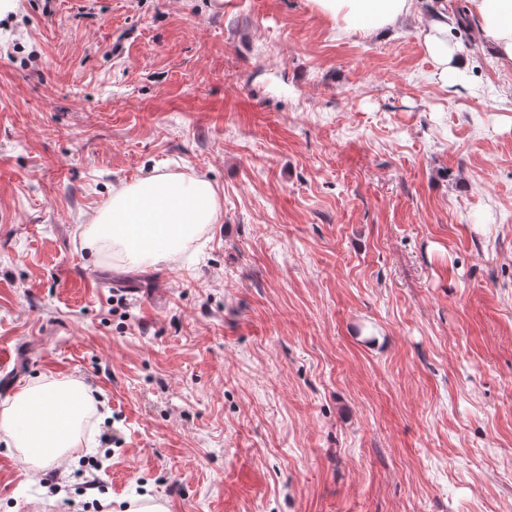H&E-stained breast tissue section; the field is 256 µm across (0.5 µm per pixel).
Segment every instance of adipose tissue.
I'll use <instances>...</instances> for the list:
<instances>
[{"label": "adipose tissue", "mask_w": 512, "mask_h": 512, "mask_svg": "<svg viewBox=\"0 0 512 512\" xmlns=\"http://www.w3.org/2000/svg\"><path fill=\"white\" fill-rule=\"evenodd\" d=\"M481 39L497 62L512 66V0H467ZM314 8L348 32L378 35L404 22L419 0H311ZM424 43L439 81L463 72L467 58L447 39L448 10H432ZM219 200L212 183L198 176L157 173L122 185L92 216L88 245L112 244L128 262L154 265L182 249L207 224L215 223ZM94 403L80 379H46L17 391L0 407V434L27 469L58 465L78 445V428Z\"/></svg>", "instance_id": "obj_1"}]
</instances>
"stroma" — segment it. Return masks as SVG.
<instances>
[{"instance_id":"35a3bbf8","label":"stroma","mask_w":512,"mask_h":512,"mask_svg":"<svg viewBox=\"0 0 512 512\" xmlns=\"http://www.w3.org/2000/svg\"><path fill=\"white\" fill-rule=\"evenodd\" d=\"M415 17L308 0L0 9V404L86 381L67 464L0 440V512H512V68L441 85ZM208 179L216 223L130 265L112 190ZM324 17L347 32L376 36L404 22L420 0H310ZM420 3V4H418Z\"/></svg>"}]
</instances>
